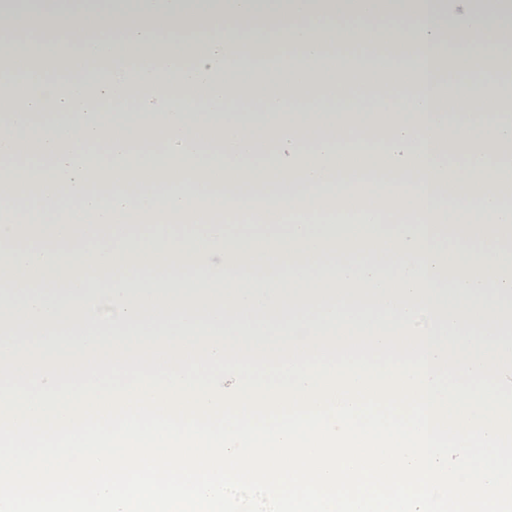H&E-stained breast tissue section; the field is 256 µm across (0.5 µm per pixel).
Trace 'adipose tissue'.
Here are the masks:
<instances>
[{"instance_id": "adipose-tissue-1", "label": "adipose tissue", "mask_w": 512, "mask_h": 512, "mask_svg": "<svg viewBox=\"0 0 512 512\" xmlns=\"http://www.w3.org/2000/svg\"><path fill=\"white\" fill-rule=\"evenodd\" d=\"M57 27L75 45L63 83L43 79L56 60L46 43L20 75L26 96L0 107V156L35 188L0 202V254L42 272L1 287L124 293L147 266L137 289L151 292L191 266L196 286L512 290V208L503 203L512 185L498 176L512 163V114L482 107L503 93L491 76L512 47V0H113L96 16L79 2ZM157 39L161 55L145 53ZM356 44L369 50L359 64L318 77L324 57ZM373 95L376 107H366ZM349 99L359 111H344ZM150 144L166 162L143 186ZM303 151L301 170L283 163ZM295 175L304 192L287 190ZM60 179L70 195H54ZM344 192L390 196L414 217L385 228L363 209L355 234L345 224L266 223L268 210L305 213ZM71 205L83 223L56 220ZM243 205L267 229L265 262L252 238L224 223L178 236L114 221L149 208L165 217ZM438 210L446 223H432ZM325 260L336 266L327 279L318 274Z\"/></svg>"}]
</instances>
